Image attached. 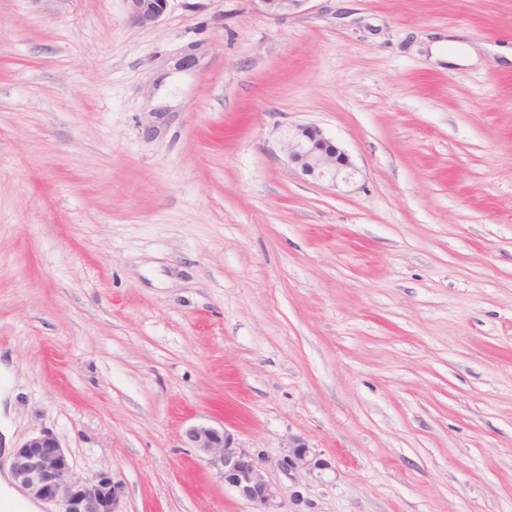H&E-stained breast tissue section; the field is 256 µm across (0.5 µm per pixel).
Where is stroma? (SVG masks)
I'll list each match as a JSON object with an SVG mask.
<instances>
[{
    "label": "stroma",
    "instance_id": "1",
    "mask_svg": "<svg viewBox=\"0 0 512 512\" xmlns=\"http://www.w3.org/2000/svg\"><path fill=\"white\" fill-rule=\"evenodd\" d=\"M512 0H0V430L125 512H512ZM314 124L357 169L302 177ZM333 467L281 468L290 437ZM130 21L139 26L157 23L168 8L169 0H125ZM180 440L184 447L194 448L224 486L252 506V512H306V501L299 491L293 495L292 510H279L278 492L267 477L262 454L240 446L224 425L191 424L183 430Z\"/></svg>",
    "mask_w": 512,
    "mask_h": 512
}]
</instances>
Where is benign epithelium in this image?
<instances>
[{"mask_svg":"<svg viewBox=\"0 0 512 512\" xmlns=\"http://www.w3.org/2000/svg\"><path fill=\"white\" fill-rule=\"evenodd\" d=\"M130 21L139 26L157 23L169 0H125ZM267 14L285 16L309 0H259ZM289 162L313 181H347L355 171L348 153L312 124L288 130L282 141ZM181 443L197 451L199 458L235 494L252 506L253 512H280L278 492L267 477L261 453L245 448L222 425L194 423L181 434ZM281 466L296 479H322L330 462L304 440L288 441ZM15 483L31 498L52 502L59 512H125V482L120 472L103 469L77 477L68 451L47 430L16 446L11 463Z\"/></svg>","mask_w":512,"mask_h":512,"instance_id":"1","label":"benign epithelium"}]
</instances>
